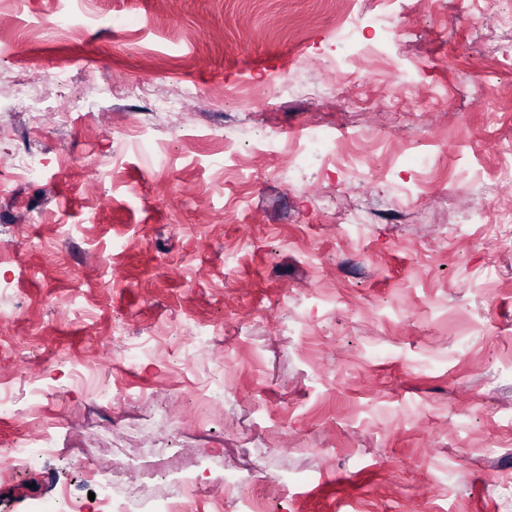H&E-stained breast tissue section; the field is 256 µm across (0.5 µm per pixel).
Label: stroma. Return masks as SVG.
Segmentation results:
<instances>
[{"label":"stroma","mask_w":512,"mask_h":512,"mask_svg":"<svg viewBox=\"0 0 512 512\" xmlns=\"http://www.w3.org/2000/svg\"><path fill=\"white\" fill-rule=\"evenodd\" d=\"M407 3L409 37L384 41L349 106L330 72L299 65L379 38L380 0H88L77 33L54 26L64 0H0V167L25 153L42 162L37 180L0 185V304L23 305L0 325V378L22 408L43 390L59 447L97 432L109 464L165 446L239 479L256 512H512V497L490 492L512 483V251L465 220L512 203L495 177L512 146V32L499 25L512 0H481L480 29L468 0ZM347 9L359 29L342 43L333 29ZM398 67L419 71L421 95L380 111ZM22 70L48 84L36 130L8 94ZM286 75L310 95L266 101V82ZM474 76L488 83L481 104L466 91ZM71 86L92 111H70ZM162 96L184 113L159 111ZM311 125L375 138L366 180L312 158L293 191L286 157L261 144ZM426 177L433 189L398 203L395 186ZM327 193L360 199L370 223H339L317 201ZM176 314L222 329L191 374L175 372L191 344L171 329ZM117 326L157 337L155 357H125ZM222 358L223 413L197 427L192 399ZM88 359L169 405L171 420L73 385L72 362ZM92 490L44 455L0 476V512H35L61 491L85 505Z\"/></svg>","instance_id":"35a3bbf8"}]
</instances>
